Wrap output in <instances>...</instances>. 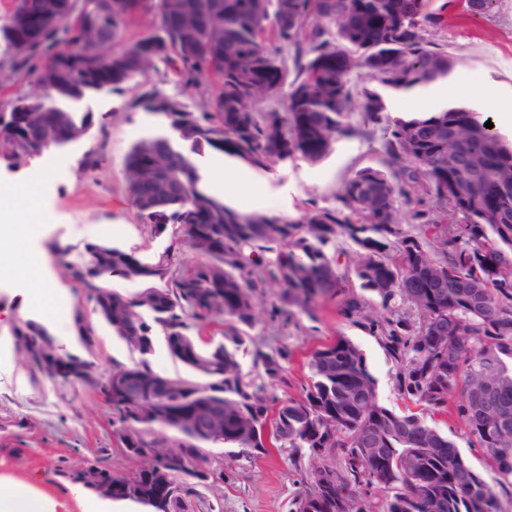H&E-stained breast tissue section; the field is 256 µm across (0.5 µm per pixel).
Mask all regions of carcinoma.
Instances as JSON below:
<instances>
[{"label": "carcinoma", "instance_id": "cac0c4a2", "mask_svg": "<svg viewBox=\"0 0 512 512\" xmlns=\"http://www.w3.org/2000/svg\"><path fill=\"white\" fill-rule=\"evenodd\" d=\"M28 16L16 15L0 27L16 34L14 48L3 51L0 74L16 77L39 90H17L0 102V163L26 166L29 160L64 144L40 139L58 126L60 115L80 127H93V113L78 115L60 105L93 92H112L148 74L156 63L172 67L184 86L204 89L203 111L192 112L177 96L156 87L141 91L132 105L167 118L178 141L156 136L135 143L125 158L126 193L138 220L156 236L184 241L200 261L184 273L169 271L170 251L158 258H133L109 244L87 246L88 260L67 265V276L83 289L102 322V301L125 318L112 324V335L130 343L142 341V358L113 366L109 377L97 376L95 363L80 362L82 371L61 379L43 371L38 343L54 342L36 321L20 319L14 342L25 351V366L52 382H79L110 400L121 429L134 435L139 448L164 450L150 469L133 480L139 497L117 496L114 502L139 512H187V500L198 483H181L184 462L203 451L201 443L229 445L228 455L247 461L267 451L264 431L271 428L279 447L294 464L318 454L326 486L308 480L293 500V512H336L333 493L348 491L352 512H499L497 497L482 475L460 454L448 435L424 414L452 411L465 427L470 447L507 477L512 436L487 431L471 413L470 386L477 377L496 381L493 404L512 413V188L502 198L497 219L478 208L462 210L448 194L450 176L433 158L434 145L414 146V128L451 131L458 108L419 112L408 118L386 113L382 96L370 89L360 93L361 121L350 122V74L367 70L384 87L410 89L448 75L454 59L424 36V0H176L192 14L195 26L184 30L167 20L169 0H125V9L107 19L111 52L98 48V33L85 20L99 17L105 0H65L74 14L51 30L37 24L47 0H23ZM151 15L149 33L129 41V19ZM272 22L278 45L265 42L264 23ZM311 27L305 41L300 33ZM296 76L286 83L288 65ZM272 81L273 97H285L283 111L257 108V80ZM471 131L460 134V155L476 160L491 183L512 169V140L484 127L477 113L468 112ZM384 131L382 159L347 179L336 205L307 208L297 219L277 214H243L203 191L192 156L210 149L265 168L272 161L302 159L317 163L340 138L370 139ZM413 207L415 224L397 219L396 204ZM449 204L459 223L440 229L433 209ZM204 219L224 238V255L208 252L190 235V225ZM112 255L105 273L94 258ZM120 277L158 290L150 307L112 289ZM472 281L471 290L461 283ZM267 315L284 326L299 313L315 317L321 299H336L338 314L378 337L396 368L398 394L422 407L399 414L380 404L376 380L364 355L349 339L338 336L310 351L308 381L298 398L279 400L271 387L281 378L292 355L288 345L255 340L254 301L268 289ZM151 321H146L144 315ZM444 317L448 344L432 343L430 328ZM224 322V340L199 343L195 327ZM75 327L85 347L93 345V328L81 308ZM161 335L169 355L198 376V363L222 368L224 379L208 375L203 383L170 377L153 370L146 355ZM250 353L246 372L240 353ZM141 370L169 387L171 398H197L202 411L224 404V439L201 440L179 427L168 415L154 425H138L136 403L155 401L144 389L137 400L109 393L110 377ZM387 426L379 448L366 446L368 432ZM181 435L177 448L166 432Z\"/></svg>", "mask_w": 512, "mask_h": 512}]
</instances>
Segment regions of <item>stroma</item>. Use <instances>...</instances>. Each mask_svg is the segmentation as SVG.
Listing matches in <instances>:
<instances>
[{"label":"stroma","mask_w":512,"mask_h":512,"mask_svg":"<svg viewBox=\"0 0 512 512\" xmlns=\"http://www.w3.org/2000/svg\"><path fill=\"white\" fill-rule=\"evenodd\" d=\"M428 14L441 17L438 26H427L425 36L453 56L457 82L452 95L462 102L480 104L483 117L494 129L512 139V125L502 113L512 110L504 99L512 92V0H499L488 14L468 11L466 0H424ZM496 84L499 96L488 93ZM130 86L121 93L91 94L71 103L72 111L104 117L105 131H91L82 141L42 154L37 166L9 171L0 165V182L22 180L45 230L34 246L42 256L39 279L52 288L57 300L53 316L29 306L19 283L0 271V477L26 484L49 498L55 512H87L91 494L72 483L68 472L91 463L131 474L142 461L126 456L118 446L112 408L88 387L54 383L32 375L14 345L12 329L18 319H32L45 328L54 321L69 320L80 294L65 276L66 265L87 260V245L108 243L136 251L144 259L173 251V270L188 271L196 256L187 246L172 244L170 237L153 236L135 215L125 191L124 160L139 140L170 134L168 120L160 114L131 107L136 94ZM95 152L98 164L84 169L81 160ZM209 168L202 186L214 197L231 203L236 197L256 200V212H268L280 194L288 196V215L299 218L310 204L331 206L342 183L354 171L378 165L379 138H344L322 161L275 163L254 171L252 181H241L239 162L208 152ZM41 172L33 180V172ZM93 347H85L77 335L57 336L67 352L93 356L99 371L138 360L100 320H92ZM262 337L275 336L287 342L293 354L284 379L274 387L280 400L299 396L307 382L308 353L336 336L349 338L364 354L376 380L380 402L404 411L393 374L395 368L381 341L360 327L346 322L336 312V303L318 304L316 320L301 318L299 327L277 329L259 321ZM436 426L448 434L462 455L492 487L499 512H512V484L488 466L477 449L467 442L462 426L446 414L434 417ZM208 464L220 478L209 487H199L190 499L188 512H290L292 498L300 489V475L286 453L276 448L252 461L233 460L224 444L204 447Z\"/></svg>","instance_id":"1"}]
</instances>
